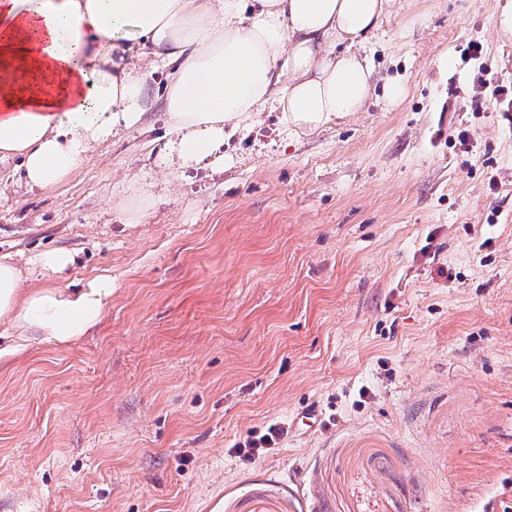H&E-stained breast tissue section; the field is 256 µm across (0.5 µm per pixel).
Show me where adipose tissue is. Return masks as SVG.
<instances>
[{
	"label": "adipose tissue",
	"mask_w": 512,
	"mask_h": 512,
	"mask_svg": "<svg viewBox=\"0 0 512 512\" xmlns=\"http://www.w3.org/2000/svg\"><path fill=\"white\" fill-rule=\"evenodd\" d=\"M391 0H0V164L20 182L49 190L120 128L165 114V146L180 167L224 161V126L274 106L294 129L361 111L374 93L388 104L406 93L377 80L365 44ZM140 46L150 88L113 50ZM112 281L74 292L29 283L0 258V323L18 339L59 344L103 318Z\"/></svg>",
	"instance_id": "ef3b65f1"
}]
</instances>
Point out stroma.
<instances>
[{
    "label": "stroma",
    "mask_w": 512,
    "mask_h": 512,
    "mask_svg": "<svg viewBox=\"0 0 512 512\" xmlns=\"http://www.w3.org/2000/svg\"><path fill=\"white\" fill-rule=\"evenodd\" d=\"M509 3L394 0L364 52L398 106L265 109L220 170L161 162L158 107L52 190L1 166L0 257L112 300L0 357V512H512ZM74 263L75 254L63 249L41 252L35 259V264L52 273H62ZM281 434L282 432L275 428L270 429L267 434L249 440L243 445H239L238 448H236L238 456H242L246 461H253L267 454L276 444L275 438H278Z\"/></svg>",
    "instance_id": "35a3bbf8"
}]
</instances>
